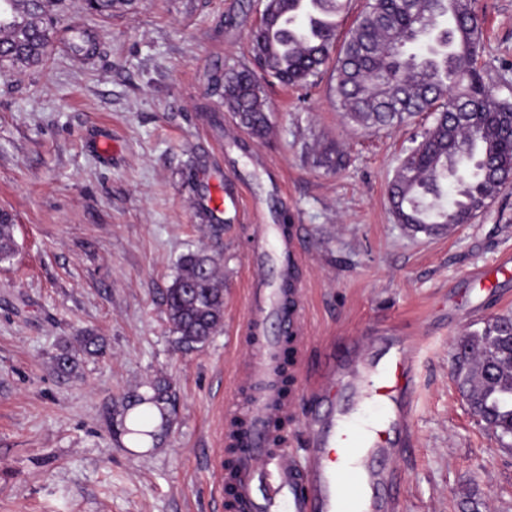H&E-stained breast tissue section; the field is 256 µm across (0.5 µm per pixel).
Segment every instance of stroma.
<instances>
[{
  "mask_svg": "<svg viewBox=\"0 0 512 512\" xmlns=\"http://www.w3.org/2000/svg\"><path fill=\"white\" fill-rule=\"evenodd\" d=\"M486 15L479 65L512 95V0ZM258 0H138L100 18L65 0L50 56L0 68V208L16 216V252L0 262V512H225L224 425L246 402L251 360L239 336L252 277V225L291 217L303 255L310 342L287 398L326 366L325 344L352 337L381 358L413 340L416 388L395 512H512V448L479 424L455 380V343L512 313V186L452 234L399 224L387 186L426 115L374 132L329 93L270 84V129L251 139L209 79L249 59ZM88 31L93 55L61 42ZM335 145L347 165L316 163ZM224 177V217L197 203ZM221 256L224 324L177 350L164 296L181 256ZM481 307L473 317V307ZM103 336L61 376L52 358L81 330ZM168 378L177 408L159 446L131 447L113 422L120 398Z\"/></svg>",
  "mask_w": 512,
  "mask_h": 512,
  "instance_id": "35a3bbf8",
  "label": "stroma"
}]
</instances>
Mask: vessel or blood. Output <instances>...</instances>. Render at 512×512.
Here are the masks:
<instances>
[{"mask_svg":"<svg viewBox=\"0 0 512 512\" xmlns=\"http://www.w3.org/2000/svg\"><path fill=\"white\" fill-rule=\"evenodd\" d=\"M200 201L212 214L224 211L221 177L207 179ZM276 225H255L250 256L255 276L247 290V342L254 350L244 379L256 392L242 410L243 425L224 430V440L237 449L233 467L224 474L236 492L237 512H346L347 494L358 491L355 512H393L391 498L373 499L370 487L396 489L393 469L357 460L359 449H374L377 455L395 458L401 452L394 442V429H408L407 398L413 393L416 360L411 344L398 345L384 362L366 360L355 340H344L305 404L314 413L310 446L305 465L296 464L287 449L272 446L269 427L274 418L295 412L293 402L280 394V343L291 338L304 344L303 290L289 281L300 261L299 251L289 243L272 249ZM373 379L372 394L391 404L393 425L362 427L349 413L336 408L338 386H346L355 398H362V384Z\"/></svg>","mask_w":512,"mask_h":512,"instance_id":"obj_1","label":"vessel or blood"}]
</instances>
